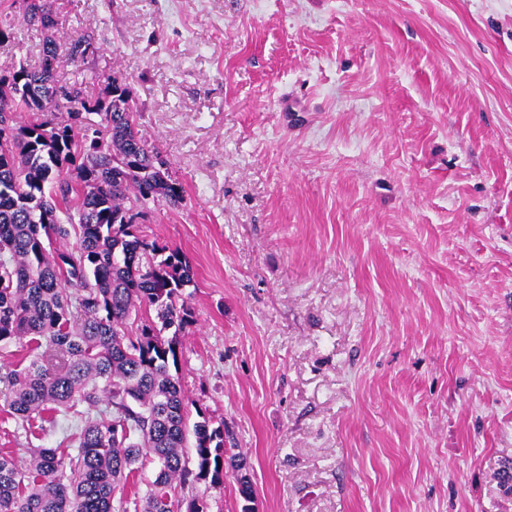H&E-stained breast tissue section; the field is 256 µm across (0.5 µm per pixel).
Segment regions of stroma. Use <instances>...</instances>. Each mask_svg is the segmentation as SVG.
I'll return each mask as SVG.
<instances>
[{
	"label": "stroma",
	"instance_id": "stroma-1",
	"mask_svg": "<svg viewBox=\"0 0 512 512\" xmlns=\"http://www.w3.org/2000/svg\"><path fill=\"white\" fill-rule=\"evenodd\" d=\"M185 190L178 374L255 512H512V0H55Z\"/></svg>",
	"mask_w": 512,
	"mask_h": 512
}]
</instances>
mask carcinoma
Here are the masks:
<instances>
[{"instance_id": "cac0c4a2", "label": "carcinoma", "mask_w": 512, "mask_h": 512, "mask_svg": "<svg viewBox=\"0 0 512 512\" xmlns=\"http://www.w3.org/2000/svg\"><path fill=\"white\" fill-rule=\"evenodd\" d=\"M54 2L12 0L16 19L44 39L37 62L0 73V346L32 356L21 369L1 366L0 384L22 428L44 412L73 423L59 442L65 455L0 454V512H209L196 484L221 487L224 464L244 465L225 461L224 424L203 409L188 428L171 366L195 322L194 271L140 227L148 203L177 207L184 188L139 136L125 80L108 78L97 98L60 83L61 67L94 44L56 35ZM145 459L157 469L144 496H118Z\"/></svg>"}]
</instances>
